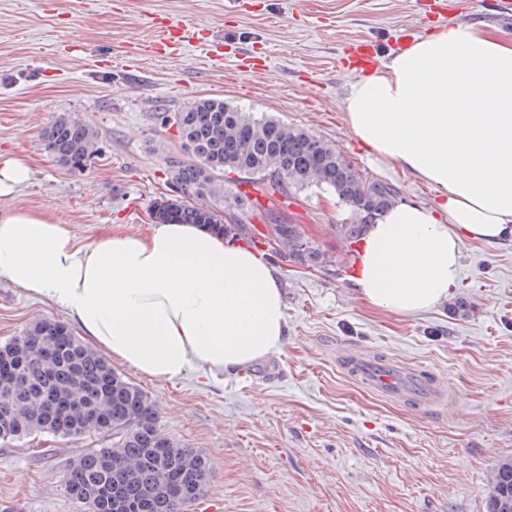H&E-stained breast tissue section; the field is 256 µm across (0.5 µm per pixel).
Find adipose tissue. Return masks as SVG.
Here are the masks:
<instances>
[{
  "instance_id": "adipose-tissue-1",
  "label": "adipose tissue",
  "mask_w": 512,
  "mask_h": 512,
  "mask_svg": "<svg viewBox=\"0 0 512 512\" xmlns=\"http://www.w3.org/2000/svg\"><path fill=\"white\" fill-rule=\"evenodd\" d=\"M360 145L435 186L369 225L351 279L373 307L450 298L465 242L512 241V44L441 26L352 83L341 102ZM0 279L63 308L82 337L154 379L231 371L280 350L281 288L268 260L197 224L83 242L49 215L0 212Z\"/></svg>"
}]
</instances>
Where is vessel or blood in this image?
<instances>
[{
  "instance_id": "1",
  "label": "vessel or blood",
  "mask_w": 512,
  "mask_h": 512,
  "mask_svg": "<svg viewBox=\"0 0 512 512\" xmlns=\"http://www.w3.org/2000/svg\"><path fill=\"white\" fill-rule=\"evenodd\" d=\"M160 30L162 37L149 45V52L162 49L175 51L184 43L196 40L207 46L208 65L214 67L223 64L226 53L222 36L212 34L205 28L189 26L182 20L161 24ZM377 57L375 45L365 40L354 41L343 54L344 61L361 69L376 64ZM341 368L363 386L392 400H409L421 408L448 400L445 386L434 375L418 368L403 367L357 351L343 358Z\"/></svg>"
}]
</instances>
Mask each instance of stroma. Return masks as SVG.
<instances>
[{
  "instance_id": "1",
  "label": "stroma",
  "mask_w": 512,
  "mask_h": 512,
  "mask_svg": "<svg viewBox=\"0 0 512 512\" xmlns=\"http://www.w3.org/2000/svg\"><path fill=\"white\" fill-rule=\"evenodd\" d=\"M0 0V160L22 159L28 181L0 197V212L32 210L93 242L123 230L151 232L153 204L168 194L166 159L181 154L177 131L158 115L217 97L305 128L335 145L361 172L395 184L407 203L439 194L399 165L369 155L340 102L357 77L338 68L344 47L371 41L382 60L404 31L434 29L417 0ZM449 22H478L512 41V15L495 0H444ZM177 17L242 47L265 45L266 70L205 64L201 46L128 60L153 41L151 17ZM69 112L95 128L100 152L74 173L43 148L42 134ZM284 221L320 254L300 266L261 254L283 293L287 335L280 352L224 374L188 369L174 380L124 374L151 398L162 433L211 464L202 495L185 512H486L487 484L512 456V242H467L450 300L418 315L386 313L350 278L357 244L352 216L326 190H291ZM466 302L460 316L454 307ZM67 322L56 305L0 280V340L32 324ZM444 378L448 412L387 399L347 376L348 351ZM97 434H38L0 442V512H84L66 492L71 461L107 447Z\"/></svg>"
}]
</instances>
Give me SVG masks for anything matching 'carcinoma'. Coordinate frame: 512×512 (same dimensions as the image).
I'll list each match as a JSON object with an SVG mask.
<instances>
[{"mask_svg":"<svg viewBox=\"0 0 512 512\" xmlns=\"http://www.w3.org/2000/svg\"><path fill=\"white\" fill-rule=\"evenodd\" d=\"M189 158L166 160L170 195L155 203L157 224H200L234 236L244 225L224 221V175L243 174L269 198L288 189L328 188L351 208V237L400 200V189L362 175L323 138L273 117H258L220 98L203 97L174 114ZM98 133L63 113L43 134L44 149L73 172L97 154ZM273 232L288 259L311 266L316 253L295 224ZM35 432L81 437L97 432L112 445L82 453L70 465L65 488L86 512H114L112 494L136 512H182L204 490L208 460L161 432L149 396L112 362L59 321L34 324L0 343V440ZM486 512H512V458L494 468Z\"/></svg>","mask_w":512,"mask_h":512,"instance_id":"cac0c4a2","label":"carcinoma"}]
</instances>
